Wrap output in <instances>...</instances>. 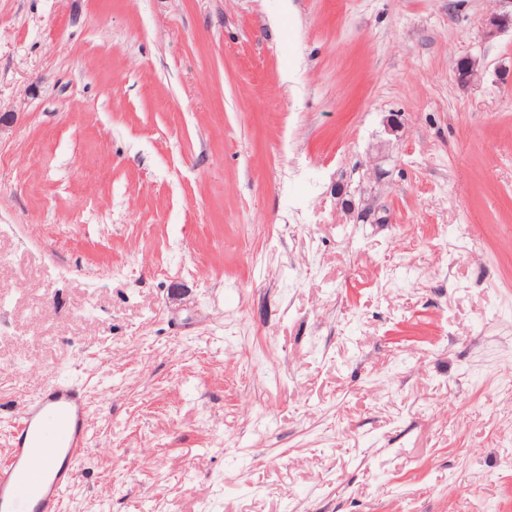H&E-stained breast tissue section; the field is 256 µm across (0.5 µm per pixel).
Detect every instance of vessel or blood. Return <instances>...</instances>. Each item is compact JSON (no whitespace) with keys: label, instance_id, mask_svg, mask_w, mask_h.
I'll use <instances>...</instances> for the list:
<instances>
[{"label":"vessel or blood","instance_id":"vessel-or-blood-1","mask_svg":"<svg viewBox=\"0 0 512 512\" xmlns=\"http://www.w3.org/2000/svg\"><path fill=\"white\" fill-rule=\"evenodd\" d=\"M86 392L57 380L22 406L0 459V512H58L90 453Z\"/></svg>","mask_w":512,"mask_h":512}]
</instances>
